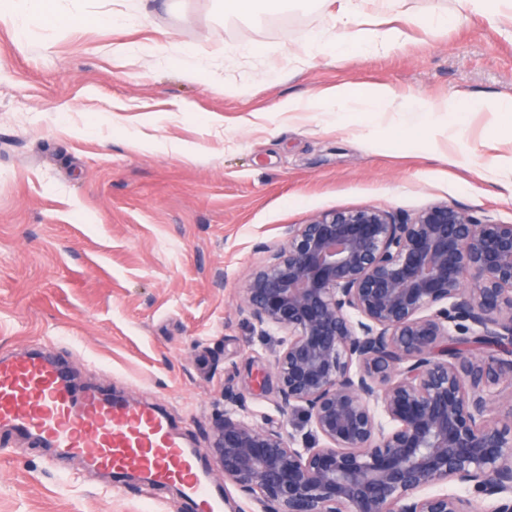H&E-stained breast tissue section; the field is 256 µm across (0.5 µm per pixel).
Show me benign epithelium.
<instances>
[{"label": "benign epithelium", "instance_id": "obj_1", "mask_svg": "<svg viewBox=\"0 0 512 512\" xmlns=\"http://www.w3.org/2000/svg\"><path fill=\"white\" fill-rule=\"evenodd\" d=\"M296 443L249 421L242 392L213 430L224 480L258 512H512V223L446 203L288 225L250 276ZM453 483L471 492L431 495Z\"/></svg>", "mask_w": 512, "mask_h": 512}]
</instances>
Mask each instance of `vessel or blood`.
I'll list each match as a JSON object with an SVG mask.
<instances>
[{"instance_id": "obj_1", "label": "vessel or blood", "mask_w": 512, "mask_h": 512, "mask_svg": "<svg viewBox=\"0 0 512 512\" xmlns=\"http://www.w3.org/2000/svg\"><path fill=\"white\" fill-rule=\"evenodd\" d=\"M0 429L23 435L110 472L115 488L130 469L153 485L176 486V512H224V498L167 418L102 390L77 389L46 354L0 359Z\"/></svg>"}]
</instances>
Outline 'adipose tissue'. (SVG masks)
I'll use <instances>...</instances> for the list:
<instances>
[{
  "label": "adipose tissue",
  "mask_w": 512,
  "mask_h": 512,
  "mask_svg": "<svg viewBox=\"0 0 512 512\" xmlns=\"http://www.w3.org/2000/svg\"><path fill=\"white\" fill-rule=\"evenodd\" d=\"M338 21L343 28L340 39L328 37L310 39V49L322 52L337 49L359 57L369 53L398 48L406 37L404 29L381 24L361 25L358 22L371 0H337ZM57 11L51 0H0V24L12 27L17 35H24L33 25L55 23ZM330 99L336 107L337 121H344L351 106H359L364 113L378 111L392 99L388 87L377 86L354 90L337 87Z\"/></svg>",
  "instance_id": "1"
}]
</instances>
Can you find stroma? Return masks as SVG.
<instances>
[{
    "label": "stroma",
    "instance_id": "stroma-1",
    "mask_svg": "<svg viewBox=\"0 0 512 512\" xmlns=\"http://www.w3.org/2000/svg\"><path fill=\"white\" fill-rule=\"evenodd\" d=\"M56 5L73 25L30 28L20 43L0 27V353L48 351L76 387L158 409L201 454L230 389L247 392L253 422L302 433L261 388L278 338L260 335L244 305L289 225L440 202L512 222V133L493 113H468L454 135L411 134L393 112L340 125L323 101L372 85L408 108L512 97L511 16L395 0L372 19L407 29L400 50L294 67L288 55L309 35L335 34L329 0L251 16L216 0ZM119 14L133 24L96 21ZM440 15L447 27L426 30ZM118 42L127 59L113 58ZM184 64L237 89L187 83ZM291 100L318 109L283 111ZM0 512H173V496L113 492L80 460L1 431Z\"/></svg>",
    "mask_w": 512,
    "mask_h": 512
}]
</instances>
